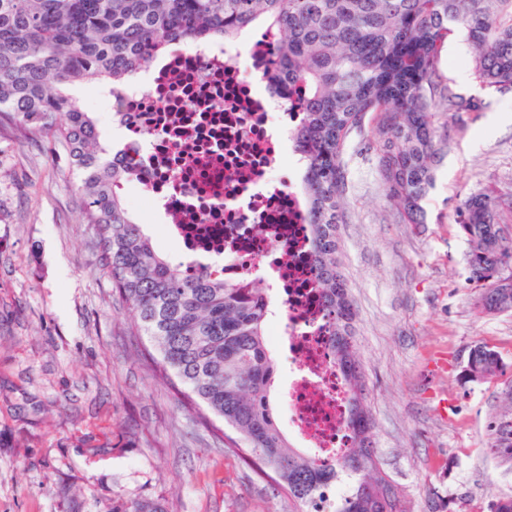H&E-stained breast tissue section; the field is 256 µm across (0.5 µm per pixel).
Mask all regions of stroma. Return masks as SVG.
<instances>
[{
  "label": "stroma",
  "mask_w": 512,
  "mask_h": 512,
  "mask_svg": "<svg viewBox=\"0 0 512 512\" xmlns=\"http://www.w3.org/2000/svg\"><path fill=\"white\" fill-rule=\"evenodd\" d=\"M461 37L442 74L461 105L438 113L448 137L424 207L402 224L377 172L369 129L345 148L339 260L355 308L353 344L365 375L372 441L406 512H490L512 496V461L490 449L492 421L512 390V312L488 314L469 279L457 209L471 192H512V93L484 111ZM64 150L0 130V512H301L222 447L128 334L132 312L100 270L94 230ZM136 185L130 215L155 248L178 246ZM502 360L474 381L472 346Z\"/></svg>",
  "instance_id": "35a3bbf8"
}]
</instances>
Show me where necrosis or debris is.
Masks as SVG:
<instances>
[{"instance_id":"4bbe7bcc","label":"necrosis or debris","mask_w":512,"mask_h":512,"mask_svg":"<svg viewBox=\"0 0 512 512\" xmlns=\"http://www.w3.org/2000/svg\"><path fill=\"white\" fill-rule=\"evenodd\" d=\"M273 44L203 40L170 47L161 66L105 92L122 133L114 163L160 202L190 274L237 277L264 265L283 289L289 420L306 447L342 455L347 395L331 354L302 195L275 175L294 164L302 93L269 80Z\"/></svg>"}]
</instances>
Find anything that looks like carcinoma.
<instances>
[{
	"label": "carcinoma",
	"instance_id": "1",
	"mask_svg": "<svg viewBox=\"0 0 512 512\" xmlns=\"http://www.w3.org/2000/svg\"><path fill=\"white\" fill-rule=\"evenodd\" d=\"M261 19L275 37L271 76L286 75L308 90L295 140L305 158L311 247L353 434L352 447L337 461L301 453L274 420L267 289L250 275L193 276L169 263L124 206L129 173L107 157L97 122L67 92L102 81L113 89L173 42L233 40ZM456 35L470 50L479 88L512 92V0H0V126L50 137L64 148L80 177L99 265L135 311L130 335L147 337L159 372L173 375L191 402L233 432L228 446L271 478L273 490L309 512H405L373 450L352 342L355 312L339 270L344 148L370 117L386 196L405 221L426 223L422 202L445 141L438 104L455 106L440 79L442 56ZM505 204L512 200L478 191L461 207L470 278L484 282L478 306L488 314L500 312L497 270L512 262V240L498 222ZM499 368L495 350L471 347L470 378L488 379ZM491 447L512 460V409L497 421ZM339 484L347 485L340 494Z\"/></svg>",
	"mask_w": 512,
	"mask_h": 512
}]
</instances>
